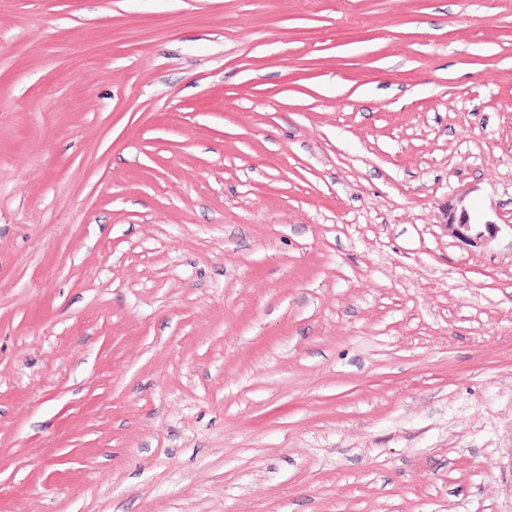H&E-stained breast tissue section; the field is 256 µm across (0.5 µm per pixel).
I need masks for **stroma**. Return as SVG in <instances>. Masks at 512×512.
I'll list each match as a JSON object with an SVG mask.
<instances>
[{
	"instance_id": "35a3bbf8",
	"label": "stroma",
	"mask_w": 512,
	"mask_h": 512,
	"mask_svg": "<svg viewBox=\"0 0 512 512\" xmlns=\"http://www.w3.org/2000/svg\"><path fill=\"white\" fill-rule=\"evenodd\" d=\"M0 512H512V0H0Z\"/></svg>"
}]
</instances>
